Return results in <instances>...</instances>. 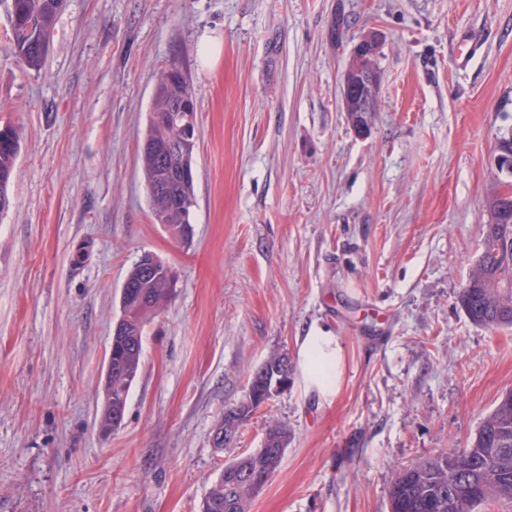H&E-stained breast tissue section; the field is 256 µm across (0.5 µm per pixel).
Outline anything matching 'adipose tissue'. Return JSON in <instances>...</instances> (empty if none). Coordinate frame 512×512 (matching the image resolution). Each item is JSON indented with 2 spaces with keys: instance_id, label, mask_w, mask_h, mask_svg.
I'll list each match as a JSON object with an SVG mask.
<instances>
[{
  "instance_id": "1",
  "label": "adipose tissue",
  "mask_w": 512,
  "mask_h": 512,
  "mask_svg": "<svg viewBox=\"0 0 512 512\" xmlns=\"http://www.w3.org/2000/svg\"><path fill=\"white\" fill-rule=\"evenodd\" d=\"M298 366L307 388L323 397L337 393L342 376V348L337 336L322 327L312 328L299 341Z\"/></svg>"
}]
</instances>
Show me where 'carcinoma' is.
Wrapping results in <instances>:
<instances>
[{
    "label": "carcinoma",
    "instance_id": "cac0c4a2",
    "mask_svg": "<svg viewBox=\"0 0 512 512\" xmlns=\"http://www.w3.org/2000/svg\"><path fill=\"white\" fill-rule=\"evenodd\" d=\"M65 0H11V50L30 70L41 68L49 38ZM158 93L152 98L140 154L141 169L148 189L149 204L158 224H166L179 237L190 226L194 203V172L182 148L159 144L173 135L162 129L172 114L181 111L183 94L191 90L183 69L173 64L157 79ZM20 151L17 129L0 124V213L8 210L10 186ZM488 191L489 221L483 233L482 250L460 302L470 320L485 328L512 326V199L498 200ZM137 292L166 303L173 298L176 280L163 261L147 268L137 261L127 273ZM120 309L137 325V332L115 343L112 398L105 399L100 426L117 429L116 406L128 402L131 386L142 368L144 328L155 313L150 306ZM269 377L290 375L288 356L277 354L262 364ZM270 400L263 389L248 391L246 400L224 410L241 428L253 410ZM269 443L263 451L242 454L224 466V471L204 496L201 512H249L252 499L278 469L288 447V427L273 421L267 428ZM445 494L453 501L450 512H476L482 505L512 501V399L500 400L482 421L475 437L464 448L440 452L399 469L389 489L390 505L396 512H433V496Z\"/></svg>",
    "mask_w": 512,
    "mask_h": 512
}]
</instances>
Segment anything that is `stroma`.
Returning <instances> with one entry per match:
<instances>
[{
    "label": "stroma",
    "mask_w": 512,
    "mask_h": 512,
    "mask_svg": "<svg viewBox=\"0 0 512 512\" xmlns=\"http://www.w3.org/2000/svg\"><path fill=\"white\" fill-rule=\"evenodd\" d=\"M374 28L362 136L341 80ZM10 35L0 0V122L21 143L0 213V512H199L274 420L291 440L250 512H388L397 468L465 447L512 389V327L459 302L512 129V0H66L38 71ZM174 63L198 109L184 241L156 223L138 160ZM146 253L177 288L105 438L121 288ZM315 324L343 348L337 393L292 369L214 447L251 371ZM352 81L353 78L351 73L349 72L348 67L344 72L342 78V108L344 112H347L348 118L349 115H352L353 113H362L363 118L359 122H356V119H359L356 117L349 118V120L352 123L354 129H356L358 132L367 133L369 130L370 115L372 114V112H376L377 97H375L374 94H369L367 96L362 97L358 102H356L355 100H353L352 96L348 92V89L351 88Z\"/></svg>",
    "instance_id": "35a3bbf8"
}]
</instances>
